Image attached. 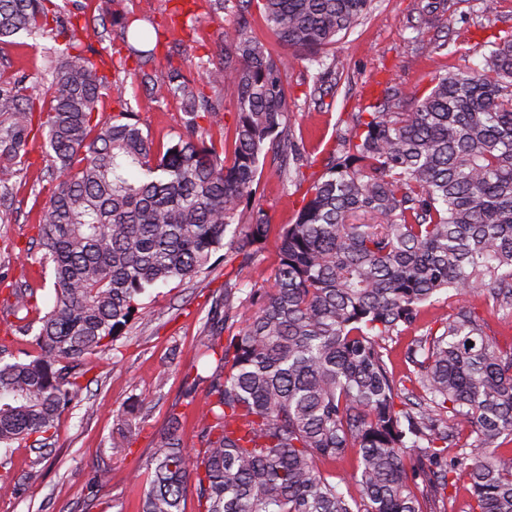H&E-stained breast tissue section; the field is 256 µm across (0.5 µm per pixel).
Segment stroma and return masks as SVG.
<instances>
[{
	"mask_svg": "<svg viewBox=\"0 0 512 512\" xmlns=\"http://www.w3.org/2000/svg\"><path fill=\"white\" fill-rule=\"evenodd\" d=\"M59 10L85 6L91 16L104 18L131 12L145 29L159 28L161 45L157 57L190 54L204 66L218 63L224 44L221 33L234 22L236 6L227 0L221 13H213L206 0H197L193 28L171 24L172 0H54ZM414 0H377L362 24L346 34L330 53L342 74L336 93L311 96L308 63L281 44L275 54L287 63L290 130L299 136L307 153L327 156L336 139L337 125L351 122L355 113L369 103L383 100L395 90L423 94L437 73L449 67L474 65L476 52L495 32L512 28V0H486L481 26L468 16L466 0H460L450 18L451 42L438 50L440 31L413 30L410 10ZM418 39L423 49L414 56L409 39ZM53 41L48 37L24 38L19 44L0 47V58L15 69L29 72L43 68ZM144 131L155 143L176 139L182 128L183 112L177 100L155 101L137 85L126 94ZM42 136H35L31 166L12 178V206L0 221V347L16 354L26 344L15 329L17 323L7 299L13 285L23 282L38 288L43 303L52 298L51 278L39 277V246L33 245L34 226L46 196L47 161L42 153ZM257 195L273 226L293 223L302 205V192L274 178H261ZM278 238L269 236L255 260L245 268L227 262L216 251L208 269L185 281H172L153 289L143 307L113 343L111 350L92 356L86 375L88 388L78 407L65 410L57 423L52 451L40 458L35 450L18 448L0 465V475L22 480L20 494H4L5 512H136L154 438L166 426L172 412L181 411L182 394L195 375H208L214 366L202 354L199 338L207 321L212 296L224 289L226 279L240 277L249 286L264 285L278 257ZM476 308L487 323V332L502 348L512 347V319L504 317L484 298H442L429 306L420 321L431 325L435 315L453 313L458 304ZM137 412V431L129 433L125 418ZM109 469L110 479L89 491L87 483L95 470Z\"/></svg>",
	"mask_w": 512,
	"mask_h": 512,
	"instance_id": "35a3bbf8",
	"label": "stroma"
}]
</instances>
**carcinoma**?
I'll return each instance as SVG.
<instances>
[{"label":"carcinoma","instance_id":"obj_1","mask_svg":"<svg viewBox=\"0 0 512 512\" xmlns=\"http://www.w3.org/2000/svg\"><path fill=\"white\" fill-rule=\"evenodd\" d=\"M224 31V62L201 80L192 60L147 69L160 43L127 12L112 16L137 68L114 72L79 33L98 30L84 10L53 0H0V43L48 35L49 86L0 62V182L30 165L33 119L55 177L36 235L53 297L11 289L13 314L36 354L0 349V452L46 449L58 417L83 400L85 358L109 350L147 290L196 276L220 247L255 257L271 224L256 200L260 159L300 188L278 232L267 288L224 282L200 336L216 368L196 375L184 406L197 415L200 449L182 439L186 413L153 440L152 476L138 512H448L457 476H469L468 512H512V351L462 306L405 348L411 387L389 369L387 343L413 329L442 295H490L512 314V30L488 41L474 67L448 68L417 98L396 90L336 134L322 170L288 120L285 68L248 31L252 0ZM374 0H263L276 40L314 69L311 94L337 84L327 49L362 24ZM450 9L418 3L414 24ZM133 77L187 116L157 145L124 98ZM236 110L231 148L205 140L200 122ZM115 94L119 111L98 119ZM256 306L258 312L243 318ZM203 402H196L200 384ZM356 457L349 474L326 468ZM358 487L359 496L350 493Z\"/></svg>","mask_w":512,"mask_h":512}]
</instances>
